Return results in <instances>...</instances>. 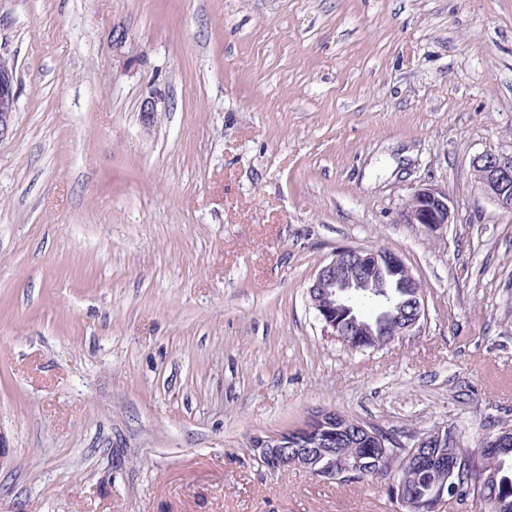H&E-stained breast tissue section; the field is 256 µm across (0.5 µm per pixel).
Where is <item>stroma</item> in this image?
Masks as SVG:
<instances>
[{"mask_svg": "<svg viewBox=\"0 0 512 512\" xmlns=\"http://www.w3.org/2000/svg\"><path fill=\"white\" fill-rule=\"evenodd\" d=\"M0 51V512H397L249 443L512 425V213L471 167L512 152V0H0ZM421 185L440 237L397 219ZM341 247L403 255L419 332L323 335ZM17 86L15 61L0 52V135L16 112ZM403 224H415L430 237L443 233L448 224H453L455 214L445 191L431 185H421L409 196L399 215Z\"/></svg>", "mask_w": 512, "mask_h": 512, "instance_id": "1", "label": "stroma"}]
</instances>
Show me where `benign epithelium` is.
I'll list each match as a JSON object with an SVG mask.
<instances>
[{
	"label": "benign epithelium",
	"instance_id": "7a95c632",
	"mask_svg": "<svg viewBox=\"0 0 512 512\" xmlns=\"http://www.w3.org/2000/svg\"><path fill=\"white\" fill-rule=\"evenodd\" d=\"M17 86L15 61L0 52V135L16 112ZM472 167L483 196L502 211L512 213V154L481 153L472 159ZM398 218L404 224L419 226L430 237H437L454 223L455 214L447 192L431 185H421L410 194ZM387 271L399 276V287L407 289L408 295L403 309L388 325V335L394 340L420 328L421 319L425 318L424 291L404 258L388 249L342 248L315 272L308 289L310 306L322 324L324 335L336 336L341 322L352 324L355 336L373 335L372 326L361 319L350 305L349 297L373 287L377 296L388 301V293L382 291V277ZM443 431L444 427L438 426L414 433V447L404 449V461L427 457L425 445L428 439L443 434ZM386 442L385 428L371 424L365 430L364 443L368 446L384 448ZM331 448V436L328 434L310 448H288L286 432L258 435L250 443L253 457L270 471L287 470L288 457L298 456L308 462L306 470L314 476L327 482L343 483L357 472V466L332 460L318 469L314 468L319 461L331 456Z\"/></svg>",
	"mask_w": 512,
	"mask_h": 512
}]
</instances>
